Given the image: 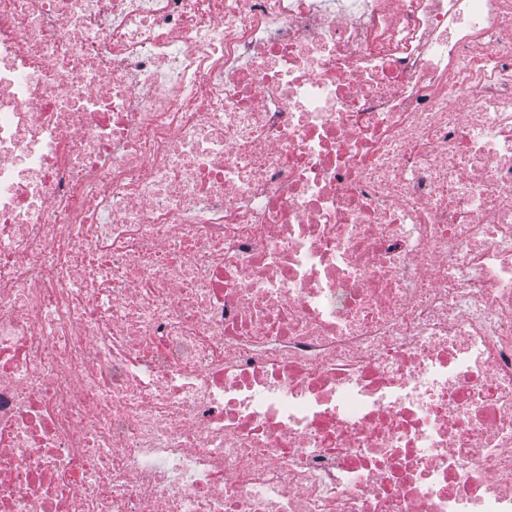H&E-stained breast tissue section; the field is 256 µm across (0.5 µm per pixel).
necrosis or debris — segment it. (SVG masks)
I'll use <instances>...</instances> for the list:
<instances>
[{
  "instance_id": "1",
  "label": "necrosis or debris",
  "mask_w": 512,
  "mask_h": 512,
  "mask_svg": "<svg viewBox=\"0 0 512 512\" xmlns=\"http://www.w3.org/2000/svg\"><path fill=\"white\" fill-rule=\"evenodd\" d=\"M0 512H512V0H0Z\"/></svg>"
}]
</instances>
